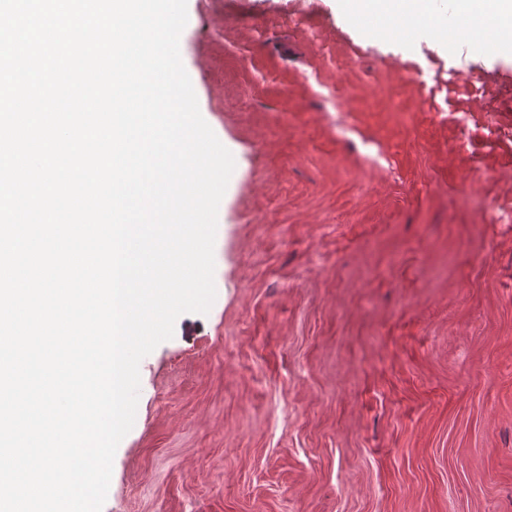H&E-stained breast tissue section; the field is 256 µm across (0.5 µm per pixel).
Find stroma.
Returning a JSON list of instances; mask_svg holds the SVG:
<instances>
[{
  "mask_svg": "<svg viewBox=\"0 0 512 512\" xmlns=\"http://www.w3.org/2000/svg\"><path fill=\"white\" fill-rule=\"evenodd\" d=\"M187 8L217 295L141 361L102 512H512V54Z\"/></svg>",
  "mask_w": 512,
  "mask_h": 512,
  "instance_id": "1",
  "label": "stroma"
}]
</instances>
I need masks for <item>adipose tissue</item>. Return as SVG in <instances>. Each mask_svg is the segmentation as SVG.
<instances>
[{
  "label": "adipose tissue",
  "mask_w": 512,
  "mask_h": 512,
  "mask_svg": "<svg viewBox=\"0 0 512 512\" xmlns=\"http://www.w3.org/2000/svg\"><path fill=\"white\" fill-rule=\"evenodd\" d=\"M344 10L372 33L399 37L425 19L421 0H342ZM449 45L472 42L496 53L512 51V0H460L453 23L443 29Z\"/></svg>",
  "instance_id": "1"
}]
</instances>
